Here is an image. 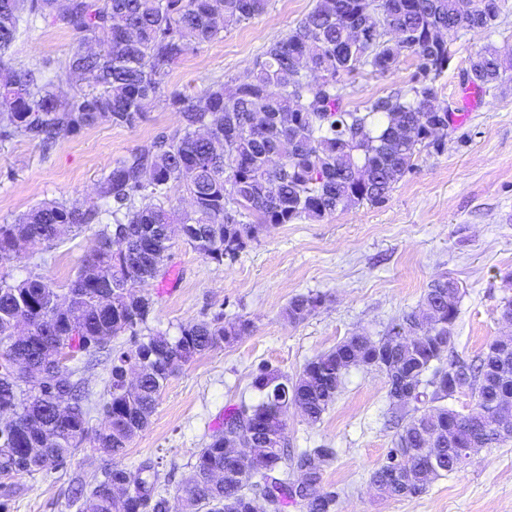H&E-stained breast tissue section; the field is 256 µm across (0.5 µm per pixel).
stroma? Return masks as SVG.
<instances>
[{"label":"stroma","instance_id":"35a3bbf8","mask_svg":"<svg viewBox=\"0 0 512 512\" xmlns=\"http://www.w3.org/2000/svg\"><path fill=\"white\" fill-rule=\"evenodd\" d=\"M313 5L268 0L263 14L226 26L221 39L193 46L166 75V92L197 93L215 82L229 86L243 79ZM72 39L40 20L21 29L11 53L20 63H43L54 91L65 98L82 85L64 69ZM490 44L512 47V0H505L495 27L454 35L450 69L436 84L440 104L452 105L456 115L445 147L421 154L384 203L261 231L235 260L222 264L174 237L167 265L141 287L154 301L148 332L173 339L181 324L221 313L250 320L251 333L195 357L172 377L148 426L122 457L99 448L94 431L103 414L91 409L89 434L62 466L0 477V501L8 500V512H89V499L74 498L75 484L102 479L115 464L136 469L147 459L155 462L170 502H178L197 452L225 414L257 402L251 381L260 366L293 378L348 336L383 335L393 319L422 301L437 275H449L462 289L456 357L472 360L494 339L512 335V325L501 319L502 306L512 299V80L475 95L469 108L458 105L462 71L471 55ZM414 72L410 59L392 75H344L348 101L407 88ZM179 123V113L162 103L136 128L103 122L47 152L23 135L0 139V224L48 201L99 205L97 185L110 164L150 148ZM96 246L94 227L68 230L53 242L23 247L20 257L0 262V274L21 280L35 272L62 293ZM308 292L323 295L322 306L303 322H288L289 301ZM391 412L384 375L366 366L344 373L335 402L319 422L289 410L294 452L336 451L323 472L325 489L338 494L332 512H512V440L480 449L416 496L378 497L370 475L395 446Z\"/></svg>","mask_w":512,"mask_h":512}]
</instances>
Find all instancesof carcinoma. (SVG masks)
<instances>
[{
	"label": "carcinoma",
	"mask_w": 512,
	"mask_h": 512,
	"mask_svg": "<svg viewBox=\"0 0 512 512\" xmlns=\"http://www.w3.org/2000/svg\"><path fill=\"white\" fill-rule=\"evenodd\" d=\"M381 2L382 18L400 29V41L374 39L350 47L349 29ZM459 13L458 0H315L311 11L255 62L232 88L215 82L196 95L163 98L164 77L189 50L188 39L210 43L224 26L262 14L268 0H0V138L16 132L48 147L101 122L135 128L161 100L181 115L173 132L148 149L117 159L98 182L99 198L110 200L113 224L97 232L96 249L69 283L68 306L55 310L59 296L39 274L21 281L0 276V411L13 423L0 427V475L32 474L56 467L74 453L87 432L83 367L91 356L124 333L139 335L153 300L136 285L155 278L170 256L171 225L184 240L217 264L233 260L262 230L298 219L321 221L361 204L383 203L393 185L416 166L422 151L440 150L436 123L448 124L450 108L437 102L436 83L448 71V35L460 29H489L498 15L494 0H472ZM40 17L71 31L65 58L71 75L89 74L102 87L62 101L50 90L44 66L15 63L10 53L23 15ZM418 60L405 91L368 98L351 107L342 75L365 70L376 75L398 70L404 58ZM320 74L323 82L312 85ZM463 81L479 90L512 79V52L488 45L469 59ZM294 154L275 166L267 154L282 141ZM173 188L184 190L190 208L176 212L154 203ZM239 208L254 217L236 218ZM96 213L77 202H44L12 224H0V260L18 256L16 244L54 240L65 228L94 223ZM455 280L439 276L422 304L394 321L415 337L382 367L387 396L401 420L394 451L410 454L398 477L383 463L370 475L381 496L402 499L423 492L432 480L461 469L467 444L477 451L512 439V349L496 342L456 380L475 405L463 419L443 401L448 393V342L459 315ZM323 304L319 294L293 297L285 315L300 323ZM249 320L189 322L179 336L151 334L112 358L104 395V424L98 447L123 454L149 424L166 383L193 358L222 348L251 332ZM58 337L63 362L44 353V337ZM383 339L352 335L308 361L287 378L262 365L252 386L256 405H241L224 416V427L200 449L180 497L181 512H258L257 497H273L271 509L300 504L306 512H331L336 493L322 489L331 448H288V409L298 407L314 424L336 400L345 370L369 365ZM139 369L130 391L121 384L126 363ZM235 435L250 449L243 458L224 453V437ZM309 476L305 502L297 499L288 468ZM84 489H78L82 495ZM90 512H171L158 491L154 461L134 471L117 466L90 485Z\"/></svg>",
	"instance_id": "obj_1"
}]
</instances>
